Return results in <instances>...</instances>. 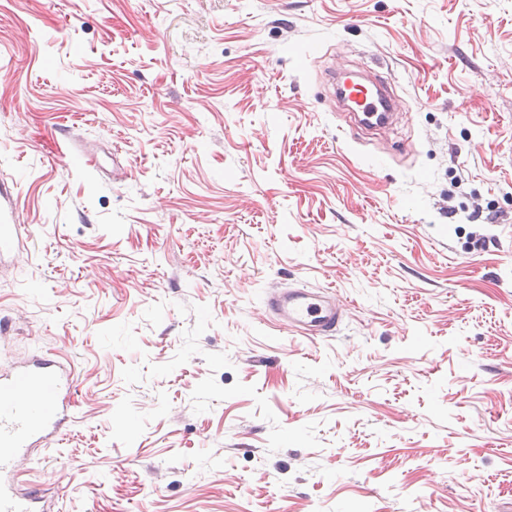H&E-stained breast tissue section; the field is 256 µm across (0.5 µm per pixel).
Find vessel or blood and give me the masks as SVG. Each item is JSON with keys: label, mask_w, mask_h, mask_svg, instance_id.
I'll return each mask as SVG.
<instances>
[{"label": "vessel or blood", "mask_w": 512, "mask_h": 512, "mask_svg": "<svg viewBox=\"0 0 512 512\" xmlns=\"http://www.w3.org/2000/svg\"><path fill=\"white\" fill-rule=\"evenodd\" d=\"M346 93L358 111H377L369 85L352 83ZM266 305L286 330L311 338L333 335L343 316L335 301L303 288L273 293ZM74 387L71 368L40 356L0 369V512H52V504L20 478L34 452L62 435Z\"/></svg>", "instance_id": "obj_1"}]
</instances>
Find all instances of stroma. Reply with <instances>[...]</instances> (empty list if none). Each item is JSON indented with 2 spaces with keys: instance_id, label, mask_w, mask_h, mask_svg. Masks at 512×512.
<instances>
[{
  "instance_id": "35a3bbf8",
  "label": "stroma",
  "mask_w": 512,
  "mask_h": 512,
  "mask_svg": "<svg viewBox=\"0 0 512 512\" xmlns=\"http://www.w3.org/2000/svg\"><path fill=\"white\" fill-rule=\"evenodd\" d=\"M0 190L58 512H512V0H0ZM344 91L347 96L356 102L357 112H363V115H367L370 112L375 114L378 111V101L369 85L354 82L346 87ZM266 306L286 330L311 338L333 335L343 316L335 301L303 288L273 293Z\"/></svg>"
}]
</instances>
